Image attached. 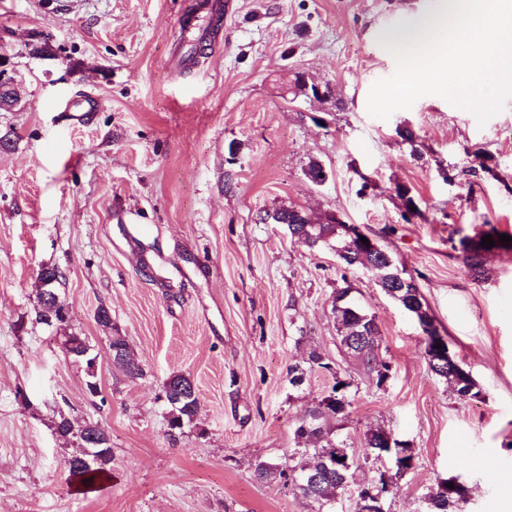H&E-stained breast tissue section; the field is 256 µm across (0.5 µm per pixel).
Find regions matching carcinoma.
Instances as JSON below:
<instances>
[{"instance_id": "1", "label": "carcinoma", "mask_w": 512, "mask_h": 512, "mask_svg": "<svg viewBox=\"0 0 512 512\" xmlns=\"http://www.w3.org/2000/svg\"><path fill=\"white\" fill-rule=\"evenodd\" d=\"M492 236L495 248L509 250L512 245L500 241L495 226H489L486 231L473 236L459 237L458 243L452 248L459 252V258L471 277L475 279L486 275L484 265V253L489 248L481 245L484 236ZM312 250L340 249L342 253L337 255L339 263L347 269H361L371 272L378 267H383V273L390 275L399 272V268L386 266L385 255L381 252H371L361 248L352 240L346 238L339 224H311L306 237L302 240ZM382 289L390 298L395 300L408 312H413L414 302L417 298L411 295V288L393 294L387 286ZM351 284L336 289L333 297V311L336 317V329L341 342L345 343L347 351L355 357L363 371L376 380V386L382 387L386 382V371L389 366L379 358V329L375 316L369 314L350 295ZM40 310L36 312V321L44 324L51 322L63 323L65 321L64 309L54 307L44 300H39ZM112 363L129 378H137L142 375L140 365L135 361L129 350L128 343L122 336L112 337ZM431 371L440 378L445 379L456 394L462 398L475 397L476 387L469 371L458 362H450L448 366H430ZM173 393L165 395L170 407V426L182 428L193 423L199 412V400L194 394V384L190 378L183 374L173 373L168 377ZM352 382L347 379L335 378L334 385L318 400L315 407L309 413V419L301 421L296 429V437L314 440L312 447L300 449L299 455L304 461L290 465L281 470L260 462L255 467V476L259 480H265L275 474L291 481L292 477L307 476L305 482L296 483V487L303 496L317 505L316 512H333V506L340 492L353 481L354 471L350 470L342 474L336 470L325 469L326 456L333 455L338 447L345 446L344 441L333 436L336 431V422L349 416L348 408L349 388ZM109 462L88 469L80 466L77 461H68L69 477L80 484L95 488L105 476L108 475ZM427 500L432 502L430 512H462V504L466 498L454 496L450 499H442L441 492H429Z\"/></svg>"}]
</instances>
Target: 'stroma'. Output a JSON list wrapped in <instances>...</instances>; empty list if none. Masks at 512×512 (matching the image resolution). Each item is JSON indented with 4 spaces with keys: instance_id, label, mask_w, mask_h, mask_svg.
Segmentation results:
<instances>
[{
    "instance_id": "35a3bbf8",
    "label": "stroma",
    "mask_w": 512,
    "mask_h": 512,
    "mask_svg": "<svg viewBox=\"0 0 512 512\" xmlns=\"http://www.w3.org/2000/svg\"><path fill=\"white\" fill-rule=\"evenodd\" d=\"M204 2L0 0V56L20 95L0 111V512H312L254 470L291 463L300 420L337 373L353 381L336 435L361 463L357 481L377 475L368 430L414 452L386 512H428L426 494L450 477L467 489L465 512H512V250L488 253L475 280L450 244L486 223L512 236V99L482 126L435 95L370 115L372 85L396 70L381 32L437 0H237L214 49L172 75L175 28ZM43 42L50 57L35 52ZM299 73L331 97L290 94ZM80 90L98 112L51 110ZM315 160L331 173L321 185L306 176ZM399 184L418 215L406 216ZM282 206L338 213L376 239L478 396L430 370L415 318L376 274L258 222ZM45 266L65 275L62 324L35 320ZM347 281L376 317L384 387L339 344L332 300ZM70 334L98 356V395L63 347ZM114 335L139 378L113 366ZM313 352L323 367L292 385ZM173 373L199 398L179 431L163 397ZM62 416L111 439L110 476L94 490L69 478L78 447L56 434Z\"/></svg>"
}]
</instances>
